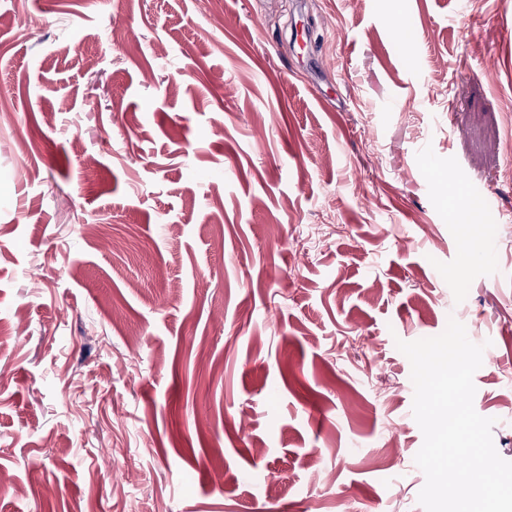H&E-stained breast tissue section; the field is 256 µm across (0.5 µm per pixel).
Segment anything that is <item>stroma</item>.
Segmentation results:
<instances>
[{
    "label": "stroma",
    "instance_id": "stroma-1",
    "mask_svg": "<svg viewBox=\"0 0 512 512\" xmlns=\"http://www.w3.org/2000/svg\"><path fill=\"white\" fill-rule=\"evenodd\" d=\"M0 15V512H424L452 318L512 461V0ZM482 196L476 194L474 198H470L469 203L464 208V213L461 218L462 226L466 229V233L478 234L481 229L480 213L483 211Z\"/></svg>",
    "mask_w": 512,
    "mask_h": 512
}]
</instances>
